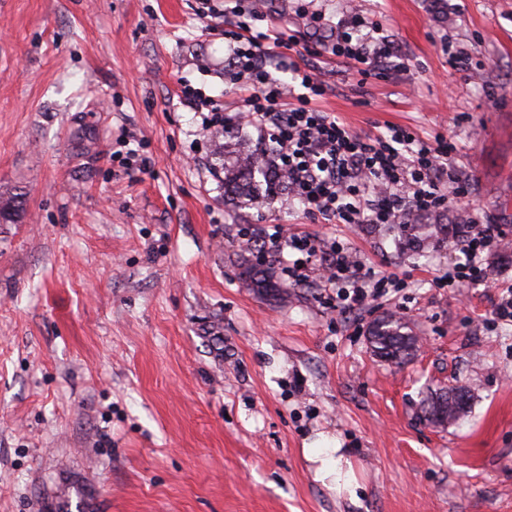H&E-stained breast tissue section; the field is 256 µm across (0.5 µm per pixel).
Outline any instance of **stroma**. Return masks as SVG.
Wrapping results in <instances>:
<instances>
[{
	"instance_id": "stroma-1",
	"label": "stroma",
	"mask_w": 512,
	"mask_h": 512,
	"mask_svg": "<svg viewBox=\"0 0 512 512\" xmlns=\"http://www.w3.org/2000/svg\"><path fill=\"white\" fill-rule=\"evenodd\" d=\"M199 2L0 0V193L19 203L0 223V512H512V326L490 284L434 282L459 254L451 226L482 215L505 232L491 260L512 281V0L267 4L325 73L324 111L455 142L470 197L428 219L421 251L312 221L285 190L258 208L225 200L182 96L239 100L224 21ZM350 10L403 69L363 80L315 55ZM242 224L340 241L402 288L351 312L315 282L277 299L246 282ZM389 313L421 342L402 365L370 351ZM448 386L471 407L442 429L421 393ZM327 440L356 499L304 457Z\"/></svg>"
}]
</instances>
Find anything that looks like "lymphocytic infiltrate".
I'll use <instances>...</instances> for the list:
<instances>
[{
	"instance_id": "lymphocytic-infiltrate-1",
	"label": "lymphocytic infiltrate",
	"mask_w": 512,
	"mask_h": 512,
	"mask_svg": "<svg viewBox=\"0 0 512 512\" xmlns=\"http://www.w3.org/2000/svg\"><path fill=\"white\" fill-rule=\"evenodd\" d=\"M200 14L222 17L229 26L225 50L241 82V106L226 109L193 89L185 90V101L201 113L205 129L246 126L272 144L270 166L286 178L307 218L357 229L411 224L446 209L450 199L468 198L469 181L453 163L456 146L445 135L422 140L407 127L390 125L385 133L371 136L323 111L318 101L326 93V82L298 62L293 53L297 39L253 26L260 16L258 0H202ZM321 51L342 59L365 78L382 67L402 64L378 24L355 11L334 26ZM275 70L289 73L297 90L273 80ZM239 235L261 263H279L290 285L316 280L324 290L335 291L336 305L345 311L383 297L399 283L395 274L375 271L349 247L315 233L268 224L258 232L245 227ZM454 237L466 250L436 277V285L462 288L487 282L483 259L500 248L501 225L488 217H472L456 225Z\"/></svg>"
}]
</instances>
